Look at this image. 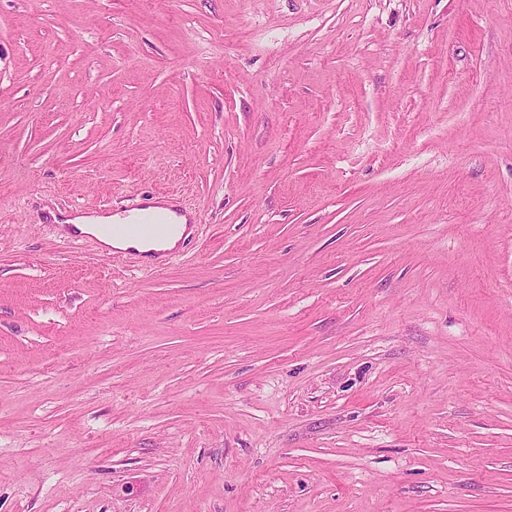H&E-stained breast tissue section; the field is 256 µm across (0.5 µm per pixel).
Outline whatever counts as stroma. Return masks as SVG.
<instances>
[{
	"label": "stroma",
	"mask_w": 512,
	"mask_h": 512,
	"mask_svg": "<svg viewBox=\"0 0 512 512\" xmlns=\"http://www.w3.org/2000/svg\"><path fill=\"white\" fill-rule=\"evenodd\" d=\"M0 512H512V0H0ZM111 222L112 217L109 215H78L64 220L62 224L67 225L65 230L68 233L74 234L76 232V234L96 237L109 253L134 250L138 253L150 255L156 250L175 248L181 236L186 234L187 237L191 232V229L185 224L186 218H182L181 222L183 224L178 234L162 246H158L140 240L110 236L105 231V225L111 224ZM111 234L151 241H162L171 232V225L159 215L134 218L109 226Z\"/></svg>",
	"instance_id": "stroma-1"
}]
</instances>
